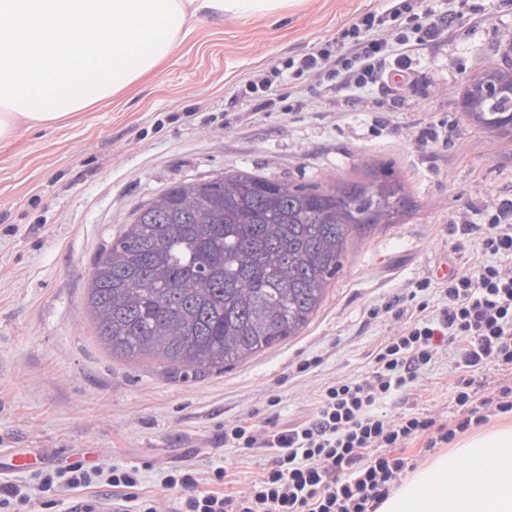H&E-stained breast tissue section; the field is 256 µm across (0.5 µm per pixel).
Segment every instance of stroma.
Wrapping results in <instances>:
<instances>
[{"label":"stroma","instance_id":"obj_1","mask_svg":"<svg viewBox=\"0 0 512 512\" xmlns=\"http://www.w3.org/2000/svg\"><path fill=\"white\" fill-rule=\"evenodd\" d=\"M393 0H301L262 19L204 21L150 78L49 127L0 144V448H46L101 466L135 465L140 495L172 512L163 470L199 478L218 466L238 488L272 451L230 448L224 427L291 424L312 415L325 384L369 369V355L400 320L368 311L416 292L439 309L441 262L479 259L486 212L512 219V140L467 125L461 93L512 46V0H425L455 14L434 42L410 53L404 75L362 90L293 61L341 43L356 18ZM279 67L269 107L249 80ZM393 164L415 201L401 223L349 243L310 325L231 369L172 378L158 362L105 349L87 310L94 263L133 213L162 190L233 171L302 184L364 179ZM431 287L417 291L422 281ZM457 380L440 357L390 415L420 412L455 425ZM39 470L0 472L26 488L31 512H70L106 483L60 489L43 506Z\"/></svg>","mask_w":512,"mask_h":512}]
</instances>
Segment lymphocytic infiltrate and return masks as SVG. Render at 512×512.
<instances>
[{
  "mask_svg": "<svg viewBox=\"0 0 512 512\" xmlns=\"http://www.w3.org/2000/svg\"><path fill=\"white\" fill-rule=\"evenodd\" d=\"M403 14L413 23L411 34L389 41L386 23ZM447 24V16L418 14L410 0H399L387 14H365L343 31L349 52L324 47L303 57L298 69L324 70L338 83L363 88L380 79L395 46L433 41ZM440 296L434 317L426 315V303L399 305L403 324L375 348L369 371L328 383L309 419L286 427L225 425L226 446L274 452L244 490L219 491L228 476L223 467L211 473L213 487L205 491L193 470L169 469L163 484L181 493L175 512H376L410 467L401 449L420 436L437 447L453 431L432 417L379 415L374 408L413 387L445 353L460 373L453 401L466 416L459 429L512 412V270L493 260L473 266L449 278ZM106 482L112 494L78 501L71 512H159L156 499L138 492V467H112Z\"/></svg>",
  "mask_w": 512,
  "mask_h": 512,
  "instance_id": "obj_1",
  "label": "lymphocytic infiltrate"
}]
</instances>
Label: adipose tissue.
I'll return each mask as SVG.
<instances>
[{
  "label": "adipose tissue",
  "instance_id": "obj_1",
  "mask_svg": "<svg viewBox=\"0 0 512 512\" xmlns=\"http://www.w3.org/2000/svg\"><path fill=\"white\" fill-rule=\"evenodd\" d=\"M299 0H0V141L50 126L152 74L195 25ZM377 512H512V425L436 455Z\"/></svg>",
  "mask_w": 512,
  "mask_h": 512
}]
</instances>
